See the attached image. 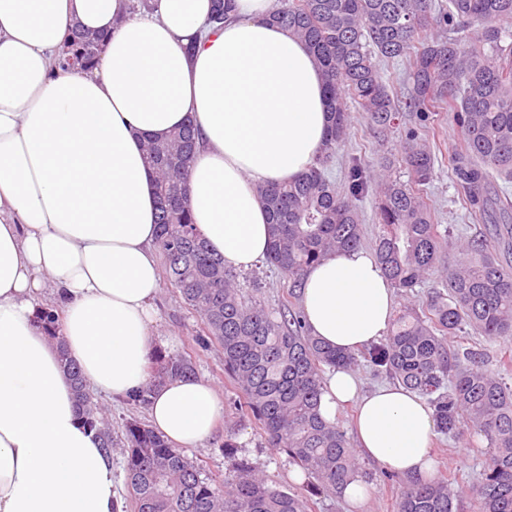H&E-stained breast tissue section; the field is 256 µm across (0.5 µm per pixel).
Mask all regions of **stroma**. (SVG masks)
I'll list each match as a JSON object with an SVG mask.
<instances>
[{"label":"stroma","mask_w":512,"mask_h":512,"mask_svg":"<svg viewBox=\"0 0 512 512\" xmlns=\"http://www.w3.org/2000/svg\"><path fill=\"white\" fill-rule=\"evenodd\" d=\"M414 114L400 113L393 128L379 131L372 126L364 112L353 111L348 140L337 147L331 163L332 176L343 181L351 160H360L371 169H379L382 161H390L391 175L408 181L407 169L400 163L402 137L408 128L417 126ZM435 156L434 178L427 187L435 221L441 228L450 229L457 238L489 235L490 227L482 220L468 215L462 208L460 193L450 165V155L461 140V133L447 112L432 113L425 127ZM154 330L160 334L162 351L186 353L195 356L198 379L209 383L224 405L213 436L203 446L187 449L189 458L197 461L205 476L224 474L228 462L224 456V440L232 438L238 458L259 466L270 486L301 496L307 495L305 479L296 465L289 463L282 450L269 445L254 420L239 409L238 393L224 379L222 356L217 349L197 351L196 339L202 331L198 315L186 309L169 284H162L155 300ZM484 436L466 434L454 439L435 438L431 441V456L437 471L455 474L465 493L460 500L461 512H477L478 503L474 486L481 469L479 451L486 447ZM363 464L371 474L367 484L368 496L359 503L323 498L316 512H397V495L402 475H389L387 469L371 459Z\"/></svg>","instance_id":"obj_1"}]
</instances>
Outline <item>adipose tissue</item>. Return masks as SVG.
Here are the masks:
<instances>
[{
  "label": "adipose tissue",
  "instance_id": "ef3b65f1",
  "mask_svg": "<svg viewBox=\"0 0 512 512\" xmlns=\"http://www.w3.org/2000/svg\"><path fill=\"white\" fill-rule=\"evenodd\" d=\"M0 0V512H117L112 457L77 416L66 347L87 384L117 399L148 382L159 341L156 181L145 143L194 115L193 220L225 266L245 269L269 241L263 185L312 165L328 127L324 78L311 53L269 23L277 0H236L216 29L212 0ZM103 36L90 69L54 57L73 27ZM63 309L57 339L39 321ZM394 288L374 256L333 253L309 269L302 312L312 336L356 350L377 342ZM357 400L359 448L427 479L432 411L403 386L359 395L351 371L327 373L319 411L334 421ZM150 418L174 445L212 434L222 405L211 385L153 388Z\"/></svg>",
  "mask_w": 512,
  "mask_h": 512
}]
</instances>
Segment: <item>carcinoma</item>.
I'll use <instances>...</instances> for the list:
<instances>
[{
  "mask_svg": "<svg viewBox=\"0 0 512 512\" xmlns=\"http://www.w3.org/2000/svg\"><path fill=\"white\" fill-rule=\"evenodd\" d=\"M215 2L210 22L221 29L233 3ZM269 20L316 58L329 102L316 161L297 179L258 190L271 225L264 261L288 280V289L272 309L244 296L236 274L193 224L184 199L198 148L191 117L166 140L147 143L148 160L158 170L157 249L164 278L201 318V347L219 348L241 412L303 470L313 495L340 499L350 482L369 478L344 431L318 412L324 367L350 369L362 358L425 398L437 433L450 438L468 429L486 438L479 512H512V385L487 369L483 350L449 343L466 326L489 339L512 336V272L485 238L469 240L460 259L446 254V238L425 196L434 158L419 130H407L403 141L407 183L389 175L378 179L354 163L341 192L326 175L336 146L349 137L350 105L382 129L398 117L379 61L402 60L411 80L405 110L422 121L448 111L460 130L452 168L462 206L488 224L512 222V199L498 184H512V46L501 45L500 27L512 20V0H447L436 8L432 0H288ZM475 24L471 36L468 28ZM100 42L74 31L64 64L91 65ZM370 187L381 225L375 257L393 286L414 288L445 261L448 293L435 291L422 310L398 315L381 342L337 351L308 332L299 307L303 277L330 253L362 245L356 201ZM64 365L83 424L107 450L125 447L131 512H316V500L269 486L245 459H231L222 479L201 477L196 461L144 421L126 422L123 436L114 439L77 364L67 359ZM195 370L192 357L161 351L151 354L147 368L153 385L191 378ZM454 482L449 473L407 479L397 512H458Z\"/></svg>",
  "mask_w": 512,
  "mask_h": 512,
  "instance_id": "obj_1",
  "label": "carcinoma"
}]
</instances>
